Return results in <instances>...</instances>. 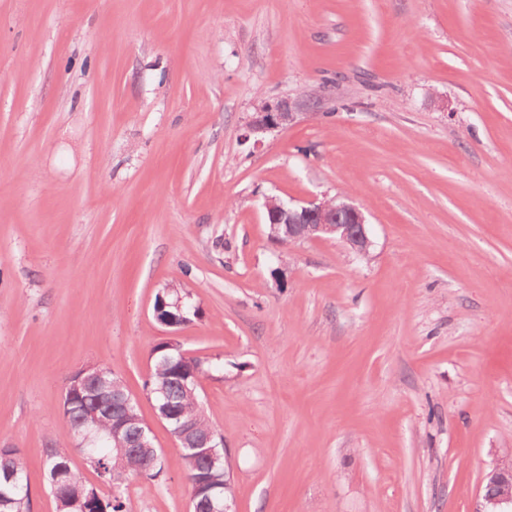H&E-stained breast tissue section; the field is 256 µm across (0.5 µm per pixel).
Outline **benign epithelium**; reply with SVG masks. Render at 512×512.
I'll return each mask as SVG.
<instances>
[{
  "mask_svg": "<svg viewBox=\"0 0 512 512\" xmlns=\"http://www.w3.org/2000/svg\"><path fill=\"white\" fill-rule=\"evenodd\" d=\"M298 113L293 111L292 103L280 100L274 104H265L253 113L248 121L245 138L259 136L276 129L294 124ZM265 220L269 226V237L275 244L283 242L298 243L311 240L336 238L350 252L359 257L368 255L372 242L368 233V221L363 211L346 198L336 197L305 205H292L279 198L272 197L265 202ZM104 382L103 373L97 365H88L70 376L67 388L70 401L88 405L92 391ZM112 408L118 411L116 426L112 434L120 435L126 428L133 427L137 435L139 450L148 456L154 455L149 427L140 418L128 423L124 419L133 400L126 394H114L110 397ZM158 417L171 425L170 431L178 448L190 450L189 460L195 461L193 450L200 449L208 458L211 467L224 465V439L214 432L194 433L192 419L182 416L162 404L156 408ZM483 501L496 508L497 512H512V461L496 462L487 473L480 488Z\"/></svg>",
  "mask_w": 512,
  "mask_h": 512,
  "instance_id": "obj_1",
  "label": "benign epithelium"
}]
</instances>
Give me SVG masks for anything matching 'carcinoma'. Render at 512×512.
Wrapping results in <instances>:
<instances>
[{
	"label": "carcinoma",
	"instance_id": "carcinoma-1",
	"mask_svg": "<svg viewBox=\"0 0 512 512\" xmlns=\"http://www.w3.org/2000/svg\"><path fill=\"white\" fill-rule=\"evenodd\" d=\"M154 355V368L144 387L154 389L163 384L166 387L167 404L177 412L193 417L199 432L215 431L203 409L198 406V396L186 392L177 364L178 352L164 350L158 344ZM89 464L104 476L113 490L103 494L86 483L84 477L74 471L68 456L61 448H50L46 453V467L49 473V487L58 501L59 512H128L122 484L130 477H143L151 480L163 474L164 464L156 460L148 465L144 457L136 452L135 445L128 448H114L112 442L85 449ZM177 464L185 472L190 486L192 512H210L209 491L211 478L221 479V470H210L204 458L192 463L186 457L177 456ZM10 469L23 485H28L26 464L15 448H0V470ZM0 512H30V491L20 492L14 485L0 479Z\"/></svg>",
	"mask_w": 512,
	"mask_h": 512
}]
</instances>
